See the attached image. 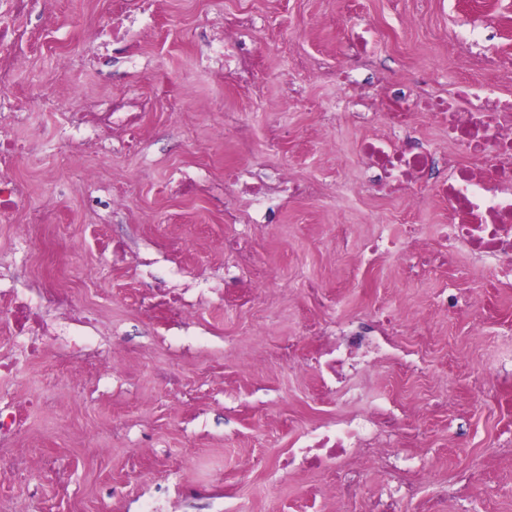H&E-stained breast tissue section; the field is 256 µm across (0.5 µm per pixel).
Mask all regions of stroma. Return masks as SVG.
Returning <instances> with one entry per match:
<instances>
[{"mask_svg": "<svg viewBox=\"0 0 512 512\" xmlns=\"http://www.w3.org/2000/svg\"><path fill=\"white\" fill-rule=\"evenodd\" d=\"M132 2L60 0L50 19L17 22L25 37L12 50L23 65L0 96V110L26 112L15 136L38 148L8 175L34 187L25 209L48 207L56 219L23 249L15 241L23 212L0 217V261L23 267L16 282L22 291L47 286L64 271L62 286L99 315L90 331L99 349L124 358L88 375L84 394L73 399L63 350L50 345L30 358L0 323V358L21 368L18 377L0 380V394L25 414L23 447L50 452L60 463L56 473L37 470L25 481L0 476V512L24 504L30 512H100L109 487L118 491L112 512H142L148 500L162 512H370L389 479L371 459L352 461L360 486L344 503L325 497L335 471L281 470L298 434L340 407L315 371L297 372L275 351L288 340L307 358L319 342L312 327L336 335L353 316L383 307L419 327L399 339L419 370L382 364L360 379L365 401L394 394L414 407L390 451L400 457L415 445L425 471L407 473L418 491L396 512H426L443 488L447 512H512V449L504 446L512 441V282L497 261L464 255L456 266L429 268L416 279L405 275L399 254L358 262L361 240L380 232L403 241L409 220L439 246L446 205L428 193L409 215L410 189L369 188L361 144L385 133L387 93L413 78L428 74L429 89L440 94L464 80H486L458 57L461 31L475 32L472 56L489 50L512 61V0H160L154 39L111 50L87 68L94 43L84 21L107 22L120 8L138 25ZM239 15L255 22L243 35L252 48L247 84L199 63L206 37ZM370 27L379 31L367 45L377 72L369 100L376 119L359 125L347 107L354 90L324 82L304 63L317 57L336 65L349 34ZM52 83L66 87L71 109L106 92L149 100L140 120L146 147L99 154L70 143L48 105ZM178 104L192 107L190 117L176 114ZM228 112L240 116L269 171L314 183L316 191L285 200L254 238L255 264L268 277L239 275L220 298L200 295L198 284L223 277L232 259L218 248L245 229L224 221L225 204L236 201L224 168L251 162L233 138L217 135ZM273 124L287 135L269 152ZM191 166L209 170L215 194L170 192L171 176ZM116 172L131 186L118 214L104 206ZM97 223L132 241V254L104 251L92 233ZM340 224L357 233L342 253ZM159 280L186 289L194 303L189 328L139 308L146 283ZM313 284L322 287L323 303L310 300ZM443 290L464 300L437 317L430 304ZM443 392L456 397L454 408L416 412ZM88 435L111 439V449L86 448Z\"/></svg>", "mask_w": 512, "mask_h": 512, "instance_id": "obj_1", "label": "stroma"}]
</instances>
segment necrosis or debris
<instances>
[{
    "instance_id": "1",
    "label": "necrosis or debris",
    "mask_w": 512,
    "mask_h": 512,
    "mask_svg": "<svg viewBox=\"0 0 512 512\" xmlns=\"http://www.w3.org/2000/svg\"><path fill=\"white\" fill-rule=\"evenodd\" d=\"M56 0H0V91L8 89L19 66L11 48L22 33L12 20L29 15L36 5L45 10L55 8ZM250 18L231 21L234 32L249 28ZM232 36L215 32L206 41L208 60L223 63L231 70L246 60L249 49ZM494 89L491 83L465 82L456 86L452 96L432 94L416 85L409 90L392 91L386 98L384 118L393 135L363 141V164L376 184H428L434 195L448 204V222L441 225L440 235L447 248L417 251L421 267H443L455 262L461 252L492 255L512 271V103L491 106ZM148 105L110 98L105 109L90 107L83 112H65L61 118L73 130L95 138L100 129H108L120 147H128L127 134L136 128L138 115ZM440 116L448 125V150L441 153L411 140L415 109ZM232 184L246 208L251 222L261 228L267 213L274 208L273 194L259 177L245 178L235 172ZM75 299L63 288L49 286L31 294L19 293L9 277L0 273V316H6L10 334L23 340L30 357H40L43 343L31 337L46 309L69 310ZM355 329L341 332L336 340L320 345L319 372L334 379L336 397L349 405V413L336 420L304 429L298 446L282 460L283 469L298 467L342 469L331 493L336 501L350 499L359 484V475L344 470L346 461L371 457L389 465L388 440L397 428L400 406L384 399L364 407L354 393L348 373H365L373 361L398 360L397 339L405 323L393 313L378 311L356 316ZM89 318H67L54 331L58 345L78 354L84 367L94 369L107 360L95 348L85 329Z\"/></svg>"
}]
</instances>
